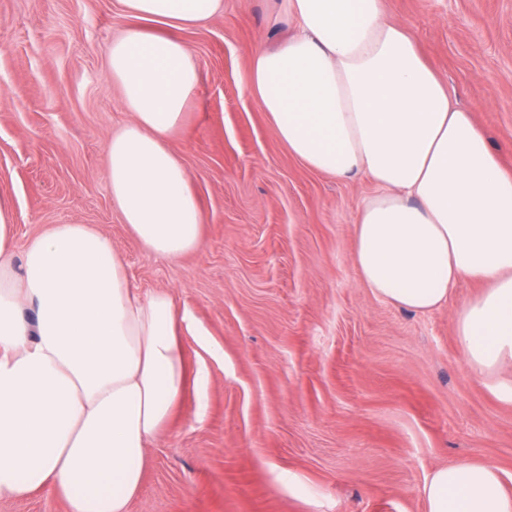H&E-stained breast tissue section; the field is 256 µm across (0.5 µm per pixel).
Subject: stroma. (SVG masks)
Segmentation results:
<instances>
[{
    "mask_svg": "<svg viewBox=\"0 0 512 512\" xmlns=\"http://www.w3.org/2000/svg\"><path fill=\"white\" fill-rule=\"evenodd\" d=\"M512 169V0H385ZM114 0H0V197L18 239L52 224L109 236L141 293L167 292L209 379L149 450L130 512H427L432 472L492 464L512 492V399L475 370L453 317L480 288L415 313L376 297L352 259L373 191L293 159L241 89L249 53L287 29L279 0H224L182 31L202 81L169 139L203 207L200 244L150 256L112 201L106 145L128 114L107 51Z\"/></svg>",
    "mask_w": 512,
    "mask_h": 512,
    "instance_id": "35a3bbf8",
    "label": "stroma"
}]
</instances>
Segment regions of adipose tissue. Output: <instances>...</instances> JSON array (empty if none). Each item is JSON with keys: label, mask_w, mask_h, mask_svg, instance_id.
Returning <instances> with one entry per match:
<instances>
[{"label": "adipose tissue", "mask_w": 512, "mask_h": 512, "mask_svg": "<svg viewBox=\"0 0 512 512\" xmlns=\"http://www.w3.org/2000/svg\"><path fill=\"white\" fill-rule=\"evenodd\" d=\"M133 27L112 42L108 73L130 118L112 132V199L162 260L199 244L193 180L168 137L201 74L177 29L224 0H116ZM291 32L250 53L242 88L306 168L375 187L357 211L353 261L377 297L426 313L464 280L483 291L457 312L469 364H512V171L459 106L384 0H284ZM0 198V500L39 492L68 512H128L152 442L188 376L169 294L132 288L108 236L52 224L17 246ZM428 512H512L488 463L436 469Z\"/></svg>", "instance_id": "ef3b65f1"}]
</instances>
